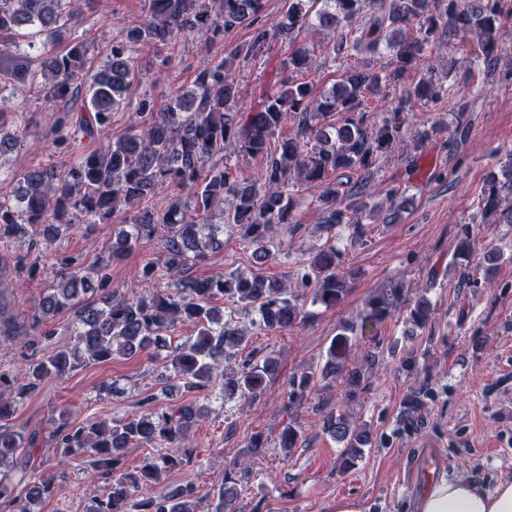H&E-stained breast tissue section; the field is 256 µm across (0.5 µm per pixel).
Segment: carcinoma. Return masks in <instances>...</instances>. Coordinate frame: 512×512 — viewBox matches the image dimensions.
<instances>
[{"instance_id":"cac0c4a2","label":"carcinoma","mask_w":512,"mask_h":512,"mask_svg":"<svg viewBox=\"0 0 512 512\" xmlns=\"http://www.w3.org/2000/svg\"><path fill=\"white\" fill-rule=\"evenodd\" d=\"M90 0H0V62L7 63L3 75L16 82L42 79L49 103L70 99L78 93L77 81L84 70L87 42L60 24L62 14H78ZM288 0L280 32L291 34L305 27L328 33H348L351 39L338 43L333 53H391L392 69L385 72L349 71L329 91H316L305 82L282 81L276 88H262L258 101L246 110L236 107L238 85L230 77L231 63L246 62L263 51L270 33L254 26L263 0H148L147 18L126 30L112 43L108 61L87 85L84 108L87 116L73 124L54 118L59 139L75 133L104 136L112 125V112L132 86L135 53L140 45H167L177 38L194 35L207 43L224 40L237 28H253L250 40L224 52V58L196 77L193 91L178 90L157 109L148 97L140 101L128 131L86 154L68 167L40 166L16 174L18 193L14 202L0 201V247L11 251L15 242L29 236L24 253H13L14 266L32 275L39 270L42 252L37 238L55 241L74 228L76 222L107 224L117 207L131 209L130 223L121 229L112 246L116 260L132 251L144 238H156L163 249V267L171 280L162 293L149 289L119 296L112 289L109 264L85 266L79 259L62 256L58 281L41 307L42 317L30 325L0 319V335L13 339L37 332L44 319L64 309H77L71 325V342L41 357L29 368L28 382L20 383L0 370V420L11 418L19 405L48 377H62L81 364L130 359L154 348L165 352V366L183 387L202 395L204 403H163L150 397L132 416L71 426L63 421L51 438L64 454L79 465L91 466L107 483V494L94 499L89 512H241L239 501L249 476L242 466L245 457L265 447L262 436H253L241 456L234 460L207 504L195 485L186 481L175 488L166 485L177 467L197 463L198 451L191 447L189 429L205 419L210 408L208 390L218 381L222 400L255 399L263 393L274 360L258 363L245 359L232 372H217L222 361L232 357L229 349L241 345L224 322V308L216 301L228 299L254 313L252 324L267 331H284L307 317L299 295L276 279L240 274L193 279L188 271L224 245L219 235L224 225L239 230L255 246L259 261L271 257L268 233L274 224H291L297 206L289 193L288 177L315 188L327 210L325 223L351 224L361 233V215L380 209L368 192L377 159L404 141L401 120L416 103L428 104L442 97L444 87L432 76H423L400 97L392 117L370 126L359 111L363 95L406 71L425 51L439 47L445 36L471 39L488 63L497 60L496 32L505 14V0ZM363 18L362 26H350ZM33 26L43 38L39 70L30 72L15 51L21 29ZM308 49L299 46L279 64L285 69L308 67ZM332 112L344 114L337 126L322 120ZM298 120L297 132L270 148L287 115ZM74 131H69V128ZM236 153L263 158L257 179L244 181L227 165ZM348 170L358 175L357 186L342 195L330 175ZM172 189L163 209L145 205L158 190ZM480 213L495 215L497 224H512V163L490 174L478 197ZM469 234L458 239L452 262L472 261ZM339 255L328 245L309 264L297 271V284L312 287L311 304L335 308L346 293V282L338 271ZM406 312V322L423 329L431 320L432 305L421 296L409 299L395 287L371 295L356 322H343L336 329L326 352L321 375L344 376L347 397L357 396L364 381L358 367L348 366V357L358 337L392 317ZM188 320L195 334L172 345L168 333ZM314 373L288 381V403H301L310 389ZM323 429L343 444L341 469L348 471L372 444L370 431L354 425L342 414L328 413ZM36 435L0 427V512H34L33 506L52 496L53 479L43 478L21 450L31 447ZM160 446L164 451L143 459L135 471L124 467L132 445Z\"/></svg>"}]
</instances>
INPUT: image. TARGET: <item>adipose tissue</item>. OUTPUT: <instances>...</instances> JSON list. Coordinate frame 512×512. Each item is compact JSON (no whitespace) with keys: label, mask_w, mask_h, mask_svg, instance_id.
I'll list each match as a JSON object with an SVG mask.
<instances>
[{"label":"adipose tissue","mask_w":512,"mask_h":512,"mask_svg":"<svg viewBox=\"0 0 512 512\" xmlns=\"http://www.w3.org/2000/svg\"><path fill=\"white\" fill-rule=\"evenodd\" d=\"M413 512H512V480L489 488L463 477L431 475L412 501Z\"/></svg>","instance_id":"1"}]
</instances>
